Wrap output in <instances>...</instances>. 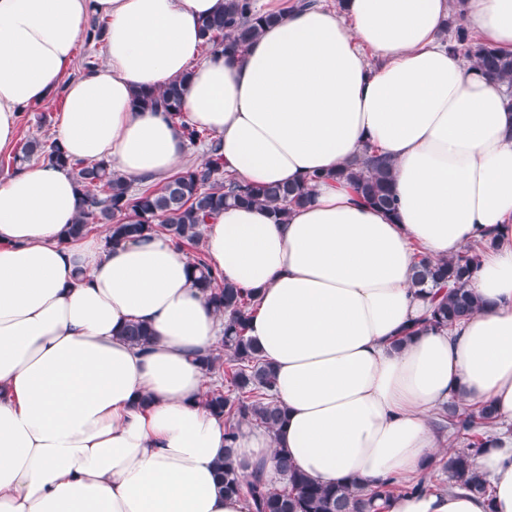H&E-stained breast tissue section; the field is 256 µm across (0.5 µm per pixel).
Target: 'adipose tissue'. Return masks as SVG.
Instances as JSON below:
<instances>
[{
	"label": "adipose tissue",
	"mask_w": 512,
	"mask_h": 512,
	"mask_svg": "<svg viewBox=\"0 0 512 512\" xmlns=\"http://www.w3.org/2000/svg\"><path fill=\"white\" fill-rule=\"evenodd\" d=\"M224 0H0V152L17 117L58 89V142L129 179L184 159L183 125L135 107L184 80V125L223 143L224 171L299 182L374 147L393 163L396 215L328 178L278 222L229 206L203 226L208 261L251 291L247 334L276 371L288 422H244L242 474L275 452L326 485L422 477L446 443L433 413L492 403L476 460L489 496L394 493L385 512H512V111L501 82L449 51V0H340L278 15L244 52L207 53L204 17ZM468 26L512 53V0H460ZM105 19L102 67L71 77L88 15ZM80 192L68 172L0 181V512H249L224 495V422L205 405L201 354L224 319L164 235L115 247L70 238ZM480 240L479 312L425 318L437 289L413 285L416 251L437 259ZM147 324V347L120 334Z\"/></svg>",
	"instance_id": "ef3b65f1"
}]
</instances>
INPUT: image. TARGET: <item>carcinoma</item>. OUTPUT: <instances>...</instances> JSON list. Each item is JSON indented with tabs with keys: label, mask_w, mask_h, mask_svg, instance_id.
Returning <instances> with one entry per match:
<instances>
[{
	"label": "carcinoma",
	"mask_w": 512,
	"mask_h": 512,
	"mask_svg": "<svg viewBox=\"0 0 512 512\" xmlns=\"http://www.w3.org/2000/svg\"><path fill=\"white\" fill-rule=\"evenodd\" d=\"M273 19L272 14L260 13L256 0H224V10L202 20V36L214 51L240 50ZM450 44L454 52L464 55L481 73L504 84L505 102L512 109V54L499 52L471 34L458 20L453 24ZM183 92L184 82H173L159 89L140 91L135 104L141 109L162 112L168 120L179 123L183 119ZM187 138L189 144L205 147V163L186 166L162 182L137 190L109 163L69 158L55 141L47 144L29 140L13 162L19 170L35 157L68 170L81 192L78 214L68 235L80 238L88 234L92 225L103 224L107 226V247L157 233L169 236L179 247L197 244L202 236L201 224L226 205L264 206L276 220L282 221L291 209L310 203L313 186L325 180V175L315 173L291 185L243 183L224 175L219 139L205 129L194 128L187 130ZM335 177L355 184L368 203L387 213L395 212L392 164L385 157L366 155L337 168ZM480 248L479 243L467 246L448 259L425 255L419 258L414 286L424 289L453 284L448 296L433 308L428 319L430 325L444 327L480 310L482 302L467 288ZM190 265L194 281L207 301L225 318L222 349L200 356L209 373H218L222 379L207 392L205 404L211 413L225 420L224 460L218 467L224 493L246 498L250 512H380L381 501L391 490L416 494L435 482L460 486L482 496L489 494L487 480L477 471L474 460L496 423L495 410L484 403L474 412L456 400L443 407L434 426L439 430L451 427L458 434L470 436L471 442L438 460L426 482L393 479L375 489L358 483L327 486L297 469L280 451L276 460L278 480L261 472L251 477L240 474L234 460L240 423H253L275 435L286 421V412L272 397L273 367L262 359L246 336L254 309L251 295L224 281L202 256L190 259ZM121 336L144 348L151 341L152 331L142 323H129Z\"/></svg>",
	"instance_id": "1"
}]
</instances>
